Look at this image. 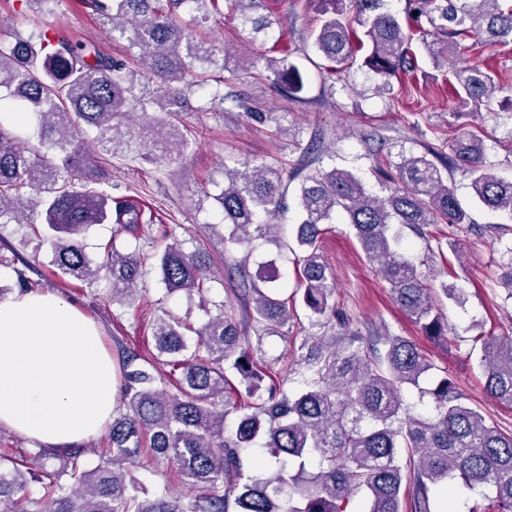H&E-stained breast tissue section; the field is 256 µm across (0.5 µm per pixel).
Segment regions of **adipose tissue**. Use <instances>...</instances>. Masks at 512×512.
Returning <instances> with one entry per match:
<instances>
[{
    "label": "adipose tissue",
    "instance_id": "1",
    "mask_svg": "<svg viewBox=\"0 0 512 512\" xmlns=\"http://www.w3.org/2000/svg\"><path fill=\"white\" fill-rule=\"evenodd\" d=\"M98 326L44 289L0 301V426L61 450L98 436L117 406Z\"/></svg>",
    "mask_w": 512,
    "mask_h": 512
}]
</instances>
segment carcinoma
<instances>
[{"label": "carcinoma", "mask_w": 512, "mask_h": 512, "mask_svg": "<svg viewBox=\"0 0 512 512\" xmlns=\"http://www.w3.org/2000/svg\"><path fill=\"white\" fill-rule=\"evenodd\" d=\"M325 5L315 32L316 50L339 71L365 51L362 66L379 79L378 92L393 95L392 79L415 72L417 51L385 0H351V26L336 5ZM408 29L434 68L462 103L488 100L493 94L489 70L457 65L472 46L512 43V7L500 0H408ZM109 35L136 50L129 62L94 54L55 36L44 27L0 46V112H26L37 122V148L20 144L15 131L0 124V219L23 206V191L36 195L28 223L44 226L42 243L63 275L93 284L111 283L112 301L129 302L154 258L168 293L198 294L214 308L188 344L182 320L166 313L155 334L157 355L123 356L120 398L124 412L112 417V455L90 470L81 451L63 455V467L42 470L44 505L39 512H350L353 497L363 512H400L403 488L411 492L414 512H432L430 495L448 494V481L475 489L488 486L495 512H512V432L486 421L452 380L430 379L434 365L416 344L402 336L336 347V337L304 338L300 349L303 387L290 394L274 383L270 365L257 359L240 335L224 301L206 298L211 279L202 252L175 240L150 257L105 246L102 260H90L82 236L96 224L132 227L150 224L144 208L115 198L106 190L108 170L88 158L82 130L96 132L97 147L109 154L129 152L158 166L173 163L187 145L175 118L179 99L207 78L223 75L227 58L213 44L191 36L180 23L181 11L198 24L224 14L268 35L275 20L267 0H83ZM359 47H354V41ZM266 69L284 95L297 97L303 83L288 55L270 59ZM165 118L149 116L148 109ZM448 163L437 153L400 155L394 171L381 170L389 183L384 197L369 194L352 172L333 168L303 176L292 252H300V297L279 298L275 264H258L256 276L237 266L238 296L251 300L250 319L263 334L288 323V303L300 302L324 327L336 315L335 282L318 249L322 225L346 217L354 236L387 282L399 308L426 336L448 335L434 289L407 256L403 229L429 224H469L471 218L448 186V165L461 168L479 201L512 217V180L488 172L484 147L472 133L448 139ZM288 186L275 164L224 165V189L217 198L223 213L224 243L245 246L276 230L271 220L286 207ZM484 389L512 407V340L492 336L482 343ZM169 368L165 373L161 367ZM180 373L174 391L157 388L166 374ZM237 382H232L229 375ZM415 389L433 399L432 412L413 414L403 392ZM237 425L228 433L229 413ZM149 450L174 464L181 478L198 489L187 500L139 497L130 472ZM25 472L0 456V512H18L14 495L25 488Z\"/></svg>", "instance_id": "cac0c4a2"}]
</instances>
